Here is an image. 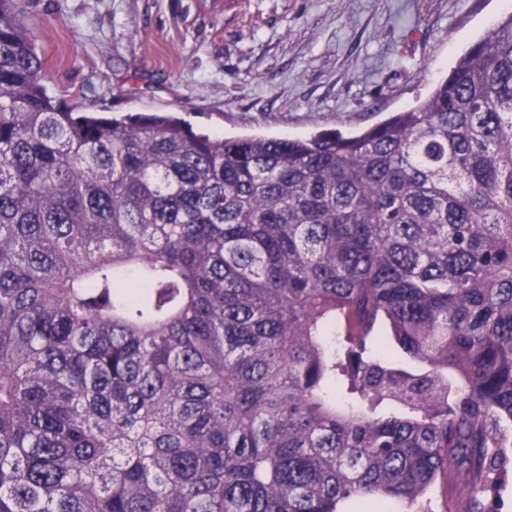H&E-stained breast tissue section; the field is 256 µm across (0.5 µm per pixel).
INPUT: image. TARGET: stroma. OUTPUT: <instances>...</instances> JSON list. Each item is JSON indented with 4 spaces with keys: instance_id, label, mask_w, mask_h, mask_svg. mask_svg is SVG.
<instances>
[{
    "instance_id": "obj_1",
    "label": "stroma",
    "mask_w": 512,
    "mask_h": 512,
    "mask_svg": "<svg viewBox=\"0 0 512 512\" xmlns=\"http://www.w3.org/2000/svg\"><path fill=\"white\" fill-rule=\"evenodd\" d=\"M49 95L216 135L356 132L425 97L506 0H21Z\"/></svg>"
}]
</instances>
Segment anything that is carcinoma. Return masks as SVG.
Instances as JSON below:
<instances>
[{
    "mask_svg": "<svg viewBox=\"0 0 512 512\" xmlns=\"http://www.w3.org/2000/svg\"><path fill=\"white\" fill-rule=\"evenodd\" d=\"M44 64L0 0V512H431L450 470L498 512L512 11L354 135L111 116Z\"/></svg>",
    "mask_w": 512,
    "mask_h": 512,
    "instance_id": "carcinoma-1",
    "label": "carcinoma"
}]
</instances>
